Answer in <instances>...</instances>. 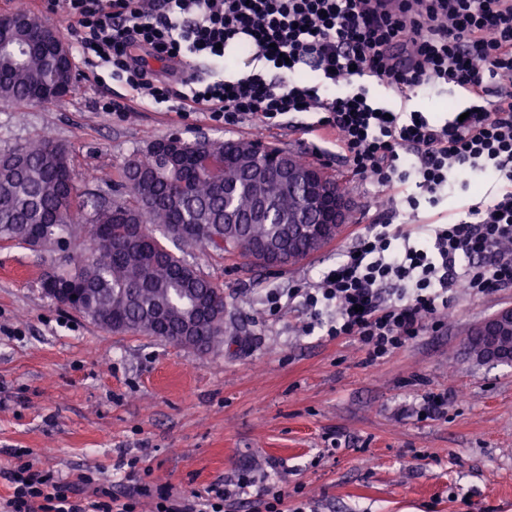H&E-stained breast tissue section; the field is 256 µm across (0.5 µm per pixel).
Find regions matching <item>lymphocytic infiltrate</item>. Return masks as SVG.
I'll list each match as a JSON object with an SVG mask.
<instances>
[{
  "label": "lymphocytic infiltrate",
  "mask_w": 512,
  "mask_h": 512,
  "mask_svg": "<svg viewBox=\"0 0 512 512\" xmlns=\"http://www.w3.org/2000/svg\"><path fill=\"white\" fill-rule=\"evenodd\" d=\"M62 13L76 35L79 63L90 73L110 70L131 90L130 102L100 103L126 112L131 102L165 105L186 119L195 112L234 126L281 125L305 109L315 114L304 133L324 131L352 173L389 195L355 245L319 284L289 289L303 297L312 326L327 336L356 337L372 358L390 355L448 308V294L483 295L512 285V0H43ZM246 43L254 72L222 78L224 47ZM317 72L313 85L295 81ZM372 79L409 102L435 83L468 90L466 119L430 121L418 111L389 112L368 99ZM487 175L485 201L449 224H431L424 243L394 221L402 207L437 205L459 174ZM416 193H407L408 185ZM13 493L0 512H224L249 487L215 486L206 494L174 493L147 483L112 490L91 476L64 481L21 463L4 474ZM92 488L83 501L80 486Z\"/></svg>",
  "instance_id": "f902f5d3"
}]
</instances>
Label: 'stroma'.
Segmentation results:
<instances>
[{"label": "stroma", "instance_id": "35a3bbf8", "mask_svg": "<svg viewBox=\"0 0 512 512\" xmlns=\"http://www.w3.org/2000/svg\"><path fill=\"white\" fill-rule=\"evenodd\" d=\"M105 78H77L62 101L0 102V157L42 136L71 151L81 199L115 202L116 168L157 139H258L323 168L345 188L356 217L305 260L270 271L237 255L196 249L186 257L224 290L239 333L208 353L138 334H117L58 306L41 286L59 252L0 242V473L24 461L67 480L166 483L205 492L248 472L256 482L233 512H264L265 483L279 482L303 512H512V365L477 360L469 333L512 306V287L482 296L453 292L439 328L375 359L352 338L303 330L302 299L269 310L271 291L315 286L352 247L356 221L375 209V189L336 148L301 135L311 116L281 128L230 127L198 112L181 120L144 107L113 114L103 98L130 97ZM465 103L440 85L408 109L444 122ZM489 180L418 214L408 227L445 224L487 199ZM448 399L423 413L429 395Z\"/></svg>", "mask_w": 512, "mask_h": 512}]
</instances>
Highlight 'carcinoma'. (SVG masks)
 Listing matches in <instances>:
<instances>
[{"label":"carcinoma","instance_id":"obj_1","mask_svg":"<svg viewBox=\"0 0 512 512\" xmlns=\"http://www.w3.org/2000/svg\"><path fill=\"white\" fill-rule=\"evenodd\" d=\"M48 53L36 46L17 66H0V101L30 104L31 95L59 79ZM177 161L149 149L128 159L114 182L125 198L114 203L83 201L75 193L69 149L53 139L22 145L0 160V241L64 253L66 266L53 272L59 287L72 297V310L115 333L135 332L170 337L190 331L200 352H210L235 335L227 321L224 291L171 251L194 247L238 254L262 266L254 252L267 244L297 263L312 252L309 240L296 233L311 217L302 204V187L272 170L286 161L298 171L311 164L254 140L208 139L181 142ZM227 152L225 182L200 171L195 157ZM91 208L86 237L92 251L76 247L73 227Z\"/></svg>","mask_w":512,"mask_h":512}]
</instances>
